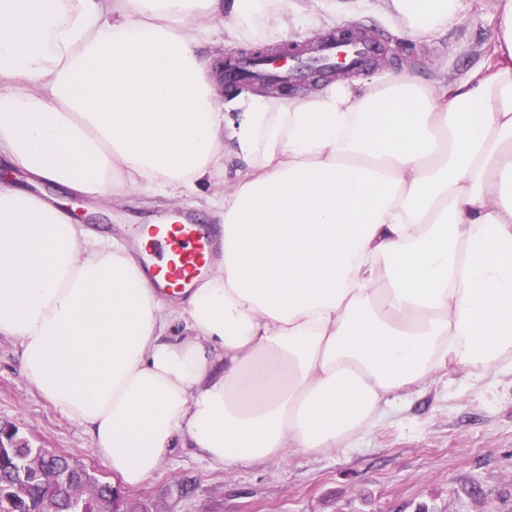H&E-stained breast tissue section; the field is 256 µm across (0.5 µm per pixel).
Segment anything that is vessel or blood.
<instances>
[{"label": "vessel or blood", "instance_id": "vessel-or-blood-1", "mask_svg": "<svg viewBox=\"0 0 512 512\" xmlns=\"http://www.w3.org/2000/svg\"><path fill=\"white\" fill-rule=\"evenodd\" d=\"M379 55L377 37L358 28L347 37L325 39L304 52L288 49L254 64L244 63L229 51L224 65L235 80L274 77L294 84L362 69ZM219 249V242L209 230L178 214L168 223L152 225L145 267L155 287L178 290L190 285L216 258Z\"/></svg>", "mask_w": 512, "mask_h": 512}]
</instances>
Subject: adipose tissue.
I'll return each instance as SVG.
<instances>
[{"label": "adipose tissue", "instance_id": "obj_1", "mask_svg": "<svg viewBox=\"0 0 512 512\" xmlns=\"http://www.w3.org/2000/svg\"><path fill=\"white\" fill-rule=\"evenodd\" d=\"M465 0H382L413 37ZM298 0H0V163L92 198L208 202L222 257L163 299L129 249L0 185V336L124 484L176 441L230 467L350 446L391 398L512 358V0L489 60L305 97H219L199 49Z\"/></svg>", "mask_w": 512, "mask_h": 512}]
</instances>
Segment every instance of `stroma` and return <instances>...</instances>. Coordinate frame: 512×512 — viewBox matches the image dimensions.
Instances as JSON below:
<instances>
[{
    "mask_svg": "<svg viewBox=\"0 0 512 512\" xmlns=\"http://www.w3.org/2000/svg\"><path fill=\"white\" fill-rule=\"evenodd\" d=\"M491 0H471L447 34L424 42L379 13L337 15L336 24L366 26L385 43L379 64L359 72L409 73L435 86L461 81L490 53L497 31ZM195 194L181 205L131 193L122 201L73 196L66 210L83 227L109 228L114 240L139 247L144 225L181 212L200 218ZM0 421L14 425L31 447L49 448L114 481L84 428L60 414L22 373L16 340L0 337ZM122 497L152 512H512V374L488 385L468 368L390 405L378 424L351 447L285 455L221 468L186 443L171 449L159 469Z\"/></svg>",
    "mask_w": 512,
    "mask_h": 512,
    "instance_id": "obj_1",
    "label": "stroma"
}]
</instances>
